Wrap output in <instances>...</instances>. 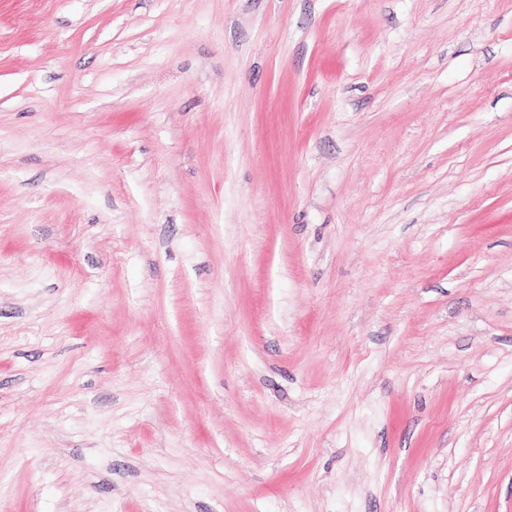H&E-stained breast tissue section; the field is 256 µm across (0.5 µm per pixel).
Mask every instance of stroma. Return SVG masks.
Wrapping results in <instances>:
<instances>
[{
  "label": "stroma",
  "instance_id": "obj_1",
  "mask_svg": "<svg viewBox=\"0 0 512 512\" xmlns=\"http://www.w3.org/2000/svg\"><path fill=\"white\" fill-rule=\"evenodd\" d=\"M0 512H512V0H0Z\"/></svg>",
  "mask_w": 512,
  "mask_h": 512
}]
</instances>
